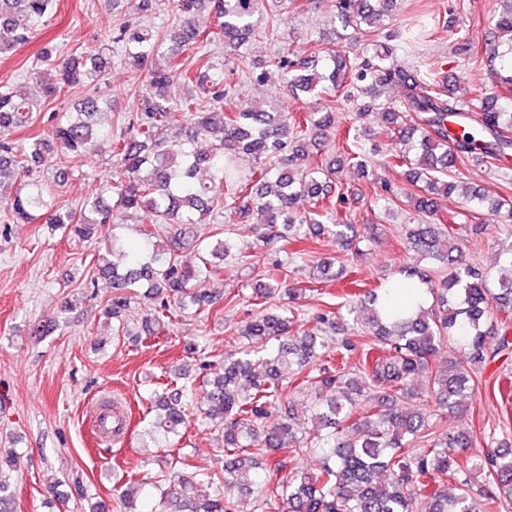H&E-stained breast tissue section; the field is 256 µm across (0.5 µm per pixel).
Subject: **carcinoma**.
Returning <instances> with one entry per match:
<instances>
[{
  "label": "carcinoma",
  "mask_w": 512,
  "mask_h": 512,
  "mask_svg": "<svg viewBox=\"0 0 512 512\" xmlns=\"http://www.w3.org/2000/svg\"><path fill=\"white\" fill-rule=\"evenodd\" d=\"M55 2L0 0V54L29 42ZM497 2L493 36L479 49L467 37L464 21L445 22L458 50L481 55L489 74V83L462 93L441 62L421 53L407 67L390 63L398 44L411 45L406 31L381 23L394 0H336L334 23L374 47L353 58L332 45L322 48L319 58H300L281 35L279 18L269 16L262 34L275 49L252 67L249 82L263 85L273 70L294 98L317 94L324 100L317 111L285 117L241 99L230 81L234 69L224 75L211 53L218 43L236 51L257 33L253 17L259 0H174L175 18L162 31L130 20L111 30L112 43L150 87L136 111L117 115L128 132L114 134L99 120L112 112V98L87 94L51 124L47 136L30 144L0 139V199L6 203L0 222L41 219L82 240L111 227L107 254L97 258L91 282L106 289L104 313L116 336L133 300L150 301L141 319L144 341L163 334L173 318L192 308L203 313L217 307L222 296L198 294L190 283L226 275L228 257L250 264V256L239 250L243 238H310V258L318 253L323 233L348 246L376 239L378 225L355 223L361 211L355 189L341 184L340 205L327 200V181L336 169L309 156L304 143L309 135L325 137L343 127L342 163L367 168L358 136H348L353 126L336 96L357 102L362 111H380L382 124L373 136L395 144L379 166L405 168L411 186L405 197L420 217L407 231V244L433 265H403L380 287L387 294L399 287V277L415 279L430 295L429 306L384 311L380 292L371 290L344 303L361 326L356 339L337 337L339 316L330 309L316 312L315 324L293 335L298 314L269 312L259 302L275 292L295 298L285 264L271 265L266 282L249 297L255 312L225 338L234 352L222 364L200 366L207 387L200 415L224 438V469L207 476L215 490L200 493L194 473L164 475L166 486H156L158 512H248L243 499L254 494L262 512H495L512 497V452L501 451L494 435L484 440L473 468L484 476L478 484L456 453L473 447L471 435L441 432L431 422L433 406H466L482 370L512 348V244L502 251L508 275L489 286L487 275L452 243L457 215H447L441 205L454 197L472 213L503 207L480 186L449 175L469 158L489 169L512 163V100L496 94L512 85V0ZM107 64L105 57L79 46L62 52L43 45L35 84L0 86V130L28 126L42 102L99 78ZM174 82L186 90L178 99L170 93ZM392 86L402 90L396 100L384 97ZM181 120L189 134L170 145L161 133ZM201 136L210 139L203 153L197 150ZM108 140L122 178L87 185L75 209L53 205V189L41 175L52 156L60 151L76 158ZM242 153L256 162L246 176L236 165ZM138 210L152 228L140 230V248H128L117 229L127 213ZM253 211L263 216L262 232L246 223ZM208 215L220 223L204 227ZM451 344L464 349L465 359L436 363ZM307 368L318 398L306 411L313 433L305 436L297 431L301 417L290 383ZM414 379L420 382L418 394L409 386ZM185 392V384H155L145 447L166 448L168 439L186 427ZM419 394L423 399L416 409L399 407ZM285 448L294 457L317 454L322 466L315 473L290 472L280 462L259 466L260 458ZM245 466L261 471L243 473ZM425 478L435 483L428 493ZM125 484L122 498L134 509L148 482L130 471Z\"/></svg>",
  "instance_id": "obj_1"
}]
</instances>
